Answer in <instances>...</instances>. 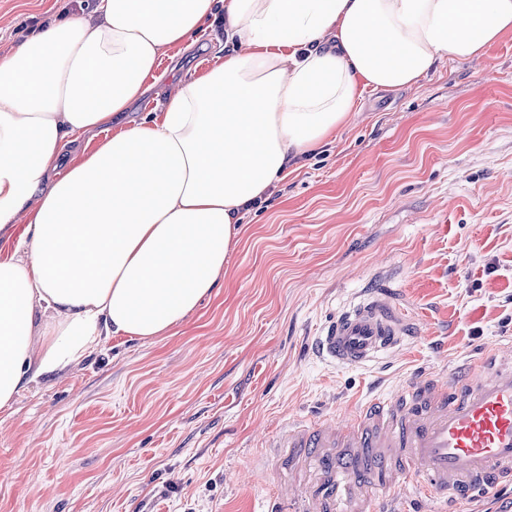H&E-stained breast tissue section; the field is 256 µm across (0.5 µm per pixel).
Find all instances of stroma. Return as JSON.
I'll return each instance as SVG.
<instances>
[{"mask_svg":"<svg viewBox=\"0 0 512 512\" xmlns=\"http://www.w3.org/2000/svg\"><path fill=\"white\" fill-rule=\"evenodd\" d=\"M80 6L0 0V55ZM223 59L207 32L160 68ZM362 106L246 213L217 294L181 326L106 339L0 412V512H289L253 468L281 426L512 339V35ZM373 288L414 338L366 369L314 357L327 318Z\"/></svg>","mask_w":512,"mask_h":512,"instance_id":"35a3bbf8","label":"stroma"}]
</instances>
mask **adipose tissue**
<instances>
[{"label":"adipose tissue","mask_w":512,"mask_h":512,"mask_svg":"<svg viewBox=\"0 0 512 512\" xmlns=\"http://www.w3.org/2000/svg\"><path fill=\"white\" fill-rule=\"evenodd\" d=\"M215 26L223 63L172 77ZM512 35V0H94L0 57V412L108 337L152 341L211 297L250 204L360 112ZM90 148L67 156L68 145ZM164 98V87L160 84L145 100L134 105L131 112L127 113L124 120H139L141 117L148 115V112H160Z\"/></svg>","instance_id":"ef3b65f1"}]
</instances>
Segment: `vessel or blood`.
I'll use <instances>...</instances> for the list:
<instances>
[{
	"label": "vessel or blood",
	"mask_w": 512,
	"mask_h": 512,
	"mask_svg": "<svg viewBox=\"0 0 512 512\" xmlns=\"http://www.w3.org/2000/svg\"><path fill=\"white\" fill-rule=\"evenodd\" d=\"M415 332L392 295L375 289L332 316L314 350L364 368ZM266 466L287 470L276 494L292 512H385L407 482L447 512L462 499L512 488V345L482 351L451 373L421 371L344 419L288 425Z\"/></svg>",
	"instance_id": "b4317fda"
}]
</instances>
